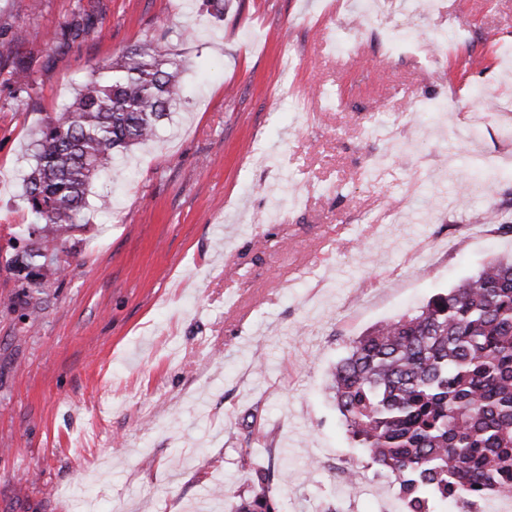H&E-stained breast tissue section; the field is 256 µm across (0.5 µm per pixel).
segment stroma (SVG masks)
<instances>
[{
    "mask_svg": "<svg viewBox=\"0 0 512 512\" xmlns=\"http://www.w3.org/2000/svg\"><path fill=\"white\" fill-rule=\"evenodd\" d=\"M31 2L0 0L38 80L0 75V250L32 220L35 129L93 69L158 42L187 67L35 311L0 268V512H231L256 462L279 512H399L326 386L357 337L512 253V0ZM80 9L101 37L52 53Z\"/></svg>",
    "mask_w": 512,
    "mask_h": 512,
    "instance_id": "35a3bbf8",
    "label": "stroma"
}]
</instances>
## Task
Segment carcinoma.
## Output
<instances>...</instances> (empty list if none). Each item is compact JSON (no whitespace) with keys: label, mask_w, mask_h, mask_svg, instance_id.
Returning <instances> with one entry per match:
<instances>
[{"label":"carcinoma","mask_w":512,"mask_h":512,"mask_svg":"<svg viewBox=\"0 0 512 512\" xmlns=\"http://www.w3.org/2000/svg\"><path fill=\"white\" fill-rule=\"evenodd\" d=\"M99 34L95 16L79 10L50 41ZM20 42L18 32L0 42V71L30 93L37 82ZM184 67L159 46L127 47L42 122L23 180L34 223L18 231L23 254L4 264L19 287L39 293L60 271V246L79 227L90 188L114 158L155 135L180 99ZM330 391L356 447L394 475L402 512L512 495V257L355 339ZM255 474L231 512H278L265 469Z\"/></svg>","instance_id":"cac0c4a2"}]
</instances>
